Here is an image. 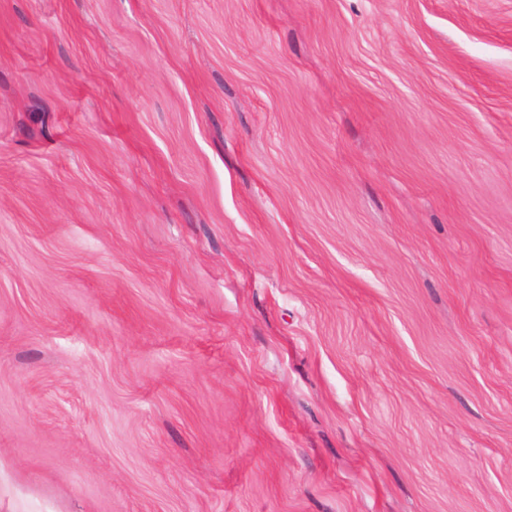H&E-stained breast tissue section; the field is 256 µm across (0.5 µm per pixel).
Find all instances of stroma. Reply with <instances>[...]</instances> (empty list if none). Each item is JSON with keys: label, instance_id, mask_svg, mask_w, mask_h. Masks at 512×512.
Segmentation results:
<instances>
[{"label": "stroma", "instance_id": "35a3bbf8", "mask_svg": "<svg viewBox=\"0 0 512 512\" xmlns=\"http://www.w3.org/2000/svg\"><path fill=\"white\" fill-rule=\"evenodd\" d=\"M0 512H512V0H0Z\"/></svg>", "mask_w": 512, "mask_h": 512}]
</instances>
